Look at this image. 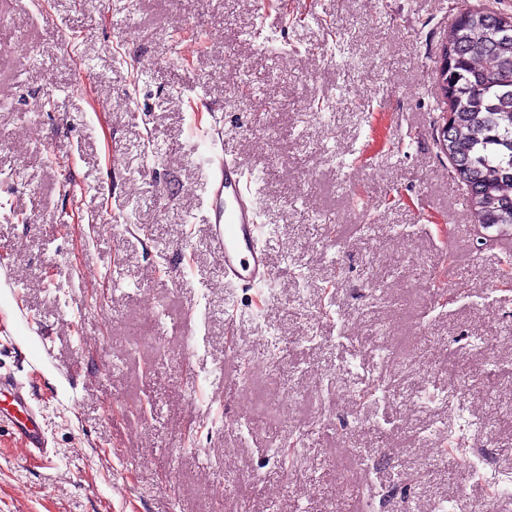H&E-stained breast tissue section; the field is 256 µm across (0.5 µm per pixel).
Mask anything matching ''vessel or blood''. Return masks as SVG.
<instances>
[{
    "mask_svg": "<svg viewBox=\"0 0 512 512\" xmlns=\"http://www.w3.org/2000/svg\"><path fill=\"white\" fill-rule=\"evenodd\" d=\"M201 163L207 170L202 221L210 226L212 249L225 283L244 288L273 280L276 273L268 262L258 222L260 199L246 186V167L229 151L203 156ZM49 399V393H36L13 377L0 375V426H7L26 453H48L39 416L42 403Z\"/></svg>",
    "mask_w": 512,
    "mask_h": 512,
    "instance_id": "1",
    "label": "vessel or blood"
}]
</instances>
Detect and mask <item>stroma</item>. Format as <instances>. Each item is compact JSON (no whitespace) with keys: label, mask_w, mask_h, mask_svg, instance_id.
Here are the masks:
<instances>
[{"label":"stroma","mask_w":512,"mask_h":512,"mask_svg":"<svg viewBox=\"0 0 512 512\" xmlns=\"http://www.w3.org/2000/svg\"><path fill=\"white\" fill-rule=\"evenodd\" d=\"M482 4L512 14L0 0V371L55 393L50 459L0 430V512H512L448 477L468 422L512 472V418L487 419L512 407L508 254L432 138L441 46ZM227 145L262 176L276 272L233 293L201 221L199 157ZM272 336L276 365L252 362Z\"/></svg>","instance_id":"stroma-1"}]
</instances>
